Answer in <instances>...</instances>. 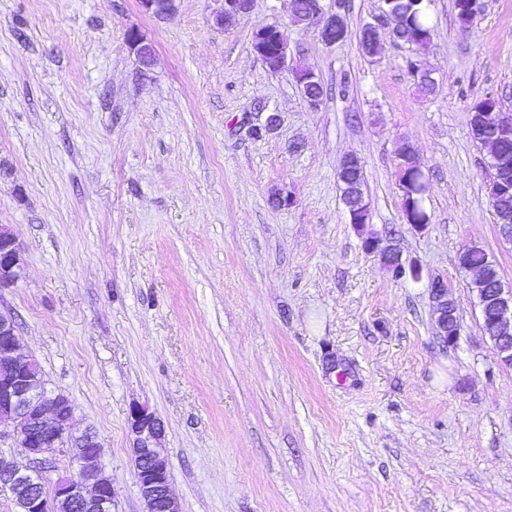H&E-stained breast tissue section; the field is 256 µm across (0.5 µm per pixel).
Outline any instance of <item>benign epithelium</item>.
<instances>
[{
	"instance_id": "benign-epithelium-1",
	"label": "benign epithelium",
	"mask_w": 512,
	"mask_h": 512,
	"mask_svg": "<svg viewBox=\"0 0 512 512\" xmlns=\"http://www.w3.org/2000/svg\"><path fill=\"white\" fill-rule=\"evenodd\" d=\"M222 8L214 21L221 27L234 25L239 16L250 9L251 0H220ZM388 9L381 23L392 24L391 34L400 41L413 38L404 32V18L396 0H385ZM142 10L158 18L175 14L179 0H140ZM294 23L314 28L320 40L332 46L346 37L347 31L337 12H327L321 0H311L303 9L299 0H291ZM127 43L140 65L147 69L154 60L153 43L137 31L127 34ZM288 40L280 38L276 55L269 61L271 70L288 66ZM297 85L307 104L316 108L323 95L307 94V86L318 84V75L309 68L298 70ZM478 123L485 131L483 145L488 148L487 168L490 171L489 199L492 208L512 192L504 174L512 172V153L501 149V141L512 139V113L499 107L494 112H472L469 123ZM398 186L406 221L414 223L411 208L413 185L424 179L423 165L412 146L402 145L398 152ZM351 199L347 205L351 223L363 224L370 219V202L365 190L356 182L345 184ZM501 240L512 246V213L501 212L497 218ZM366 251L380 256L386 268L397 275L404 272L399 253L380 246V240L367 239ZM478 285L477 300L482 310L483 330L492 342L497 363L512 368V288L503 285L487 287L488 270L479 265L463 264ZM21 247L11 228L0 225V288L15 285L23 274ZM432 298L437 313V335L441 342L452 345L461 333L457 309L443 282L431 283ZM75 407L67 395L47 387L34 359L22 353L21 337L15 319L0 313V438L13 437L17 447L27 456L29 465L19 466L13 458L0 454V492L10 495L19 512H55L56 503L64 500L80 512H112L115 489L112 478L105 475L100 461L103 447L99 435L86 430L78 436L72 433ZM131 452L139 463L136 479L146 512H182L181 504L170 490L168 459L163 454L165 437L163 421L149 407L135 404L128 418ZM53 454L68 456L76 465L75 472L60 477L51 495L40 493L43 485L39 472Z\"/></svg>"
}]
</instances>
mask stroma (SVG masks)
Returning <instances> with one entry per match:
<instances>
[{
	"label": "stroma",
	"instance_id": "1",
	"mask_svg": "<svg viewBox=\"0 0 512 512\" xmlns=\"http://www.w3.org/2000/svg\"><path fill=\"white\" fill-rule=\"evenodd\" d=\"M218 8L181 0L159 20L138 0H0V224L24 262L0 312L74 403V432L98 433L112 512H145L135 404L165 424L182 512H512V369L458 263L478 243L512 286L469 126L486 98L512 110V0H479L467 28L453 0H428V50L384 26L373 57L359 35L384 0H348L333 46L292 24L289 0H252L228 28ZM269 25L322 79L319 109L292 67L254 53ZM133 28L155 46L145 72ZM273 109L278 127L254 137ZM403 140L425 173L419 230L401 208ZM348 153L364 163L363 226L337 178ZM370 235L400 250L403 277L364 251ZM435 278L460 317L453 346ZM431 292L437 313V335L444 345H453L461 333L456 306L450 298L448 289L440 280L432 281Z\"/></svg>",
	"mask_w": 512,
	"mask_h": 512
}]
</instances>
